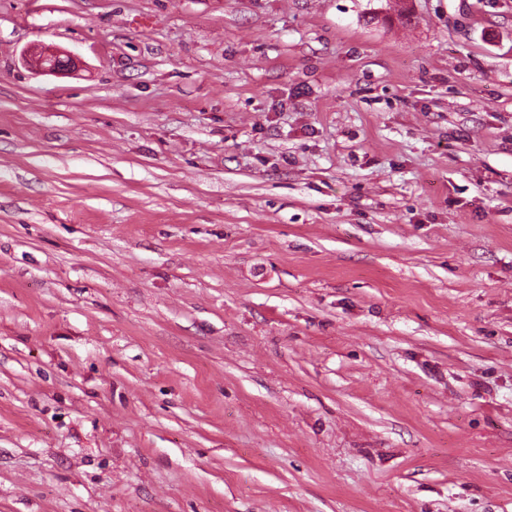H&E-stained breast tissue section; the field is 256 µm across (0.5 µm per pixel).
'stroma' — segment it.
<instances>
[{"instance_id": "1", "label": "stroma", "mask_w": 512, "mask_h": 512, "mask_svg": "<svg viewBox=\"0 0 512 512\" xmlns=\"http://www.w3.org/2000/svg\"><path fill=\"white\" fill-rule=\"evenodd\" d=\"M397 1L0 0V512H512V0Z\"/></svg>"}]
</instances>
